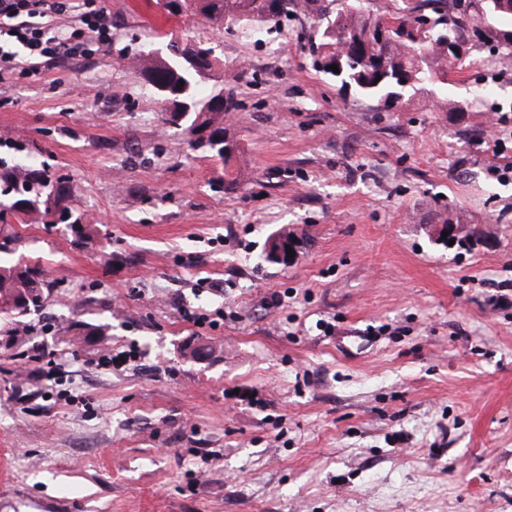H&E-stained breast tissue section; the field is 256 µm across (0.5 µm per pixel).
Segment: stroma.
Listing matches in <instances>:
<instances>
[{
  "instance_id": "obj_1",
  "label": "stroma",
  "mask_w": 512,
  "mask_h": 512,
  "mask_svg": "<svg viewBox=\"0 0 512 512\" xmlns=\"http://www.w3.org/2000/svg\"><path fill=\"white\" fill-rule=\"evenodd\" d=\"M106 5L111 46L0 83V158L69 177L97 227L7 218L53 286L0 345V512H512V71L477 49L389 110L316 71L314 20ZM173 39L218 48L230 166L132 62ZM448 222L486 238L446 246ZM282 227L289 267L262 254ZM39 347L50 386L17 375Z\"/></svg>"
}]
</instances>
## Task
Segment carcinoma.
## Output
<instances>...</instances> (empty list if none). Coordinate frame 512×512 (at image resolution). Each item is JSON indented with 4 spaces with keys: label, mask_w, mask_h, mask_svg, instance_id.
Wrapping results in <instances>:
<instances>
[{
    "label": "carcinoma",
    "mask_w": 512,
    "mask_h": 512,
    "mask_svg": "<svg viewBox=\"0 0 512 512\" xmlns=\"http://www.w3.org/2000/svg\"><path fill=\"white\" fill-rule=\"evenodd\" d=\"M199 14L218 25L231 19L235 25L269 24L280 30L290 15L302 14L318 23L310 52L317 71L342 83L355 93L387 101L402 102L419 92L446 81L448 70L464 69L472 57L449 62L442 55L448 39L471 42V48L485 47L493 55L512 60V0H390L391 13L406 25L418 24L417 39L401 35L379 45L367 31L380 16L366 11L362 0H345L338 11L330 9L336 0H279L277 11H269L268 0H197ZM342 57V75L322 66V61ZM144 74L166 87L162 94L169 107L162 112L163 124L183 134L203 128L205 136L196 141L211 156L229 165L233 154L224 153V112L211 108L217 94L199 96L203 77L187 68L183 59L139 53L135 56ZM0 194L9 197L10 208L36 221L50 219V225H65L73 241L86 243L96 228L86 224L69 206L70 181L43 166L15 162L0 164ZM51 287L45 270L35 264L19 267L0 264V314L10 318L37 315L45 308V289Z\"/></svg>",
    "instance_id": "carcinoma-1"
}]
</instances>
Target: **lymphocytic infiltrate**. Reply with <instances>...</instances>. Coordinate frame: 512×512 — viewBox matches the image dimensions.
I'll use <instances>...</instances> for the list:
<instances>
[{
	"label": "lymphocytic infiltrate",
	"mask_w": 512,
	"mask_h": 512,
	"mask_svg": "<svg viewBox=\"0 0 512 512\" xmlns=\"http://www.w3.org/2000/svg\"><path fill=\"white\" fill-rule=\"evenodd\" d=\"M67 13L74 16V29L65 34L54 21ZM111 42L105 0H0V82L20 69L87 58Z\"/></svg>",
	"instance_id": "f902f5d3"
}]
</instances>
